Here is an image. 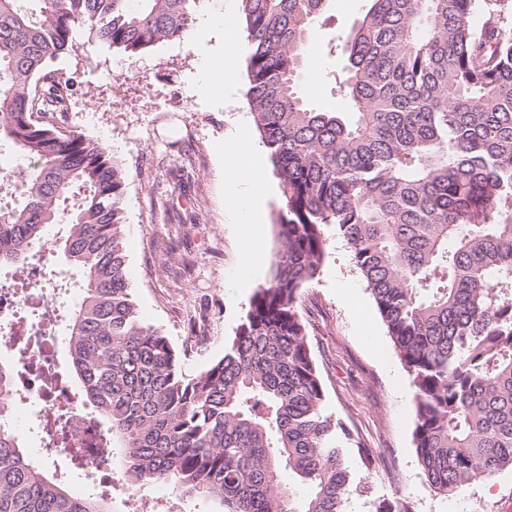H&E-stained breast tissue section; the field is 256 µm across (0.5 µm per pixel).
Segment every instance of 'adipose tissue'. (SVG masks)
I'll use <instances>...</instances> for the list:
<instances>
[{
  "mask_svg": "<svg viewBox=\"0 0 512 512\" xmlns=\"http://www.w3.org/2000/svg\"><path fill=\"white\" fill-rule=\"evenodd\" d=\"M248 141V132L241 126L224 137L225 197L240 223L255 232L261 225L267 186L252 153L245 149Z\"/></svg>",
  "mask_w": 512,
  "mask_h": 512,
  "instance_id": "adipose-tissue-1",
  "label": "adipose tissue"
}]
</instances>
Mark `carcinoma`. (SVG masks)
Here are the masks:
<instances>
[{
    "mask_svg": "<svg viewBox=\"0 0 512 512\" xmlns=\"http://www.w3.org/2000/svg\"><path fill=\"white\" fill-rule=\"evenodd\" d=\"M247 100L280 180V249L224 355L204 371L140 316L121 236L125 172L67 123L80 31L140 55L180 40L200 0H0V266L23 271L59 243L80 298L67 315L77 397L134 485L212 498L224 512H344L342 457L374 458L325 409L302 291L335 228L414 388L413 442L429 488L454 495L512 467V0H369L335 77L351 117L300 89L328 0H240ZM72 283L51 272L52 300ZM0 361V512H112V489L77 496L24 450ZM374 512H412L384 499Z\"/></svg>",
    "mask_w": 512,
    "mask_h": 512,
    "instance_id": "carcinoma-1",
    "label": "carcinoma"
}]
</instances>
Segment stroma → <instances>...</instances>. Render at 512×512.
Segmentation results:
<instances>
[{
	"instance_id": "obj_1",
	"label": "stroma",
	"mask_w": 512,
	"mask_h": 512,
	"mask_svg": "<svg viewBox=\"0 0 512 512\" xmlns=\"http://www.w3.org/2000/svg\"><path fill=\"white\" fill-rule=\"evenodd\" d=\"M366 0H330L314 35L315 77L302 93L319 108L345 109L329 78L345 59L333 45L346 36ZM231 48L244 57L245 35L192 30L131 56L85 45L76 65L69 123L100 140L126 173L123 202L126 273L141 316L175 347L190 346L188 373L221 358L256 288L265 283L279 249L274 227L282 205L271 161L270 193L260 235L236 224L224 199V135L251 123L245 91L232 102L198 88V50ZM328 255L301 296L308 342L320 370L328 415L342 420L372 448L365 469L347 449L346 512H371L374 502L410 501L413 512H512V468L452 496L428 487L412 436L414 389L345 241L327 234ZM203 343H195V336Z\"/></svg>"
}]
</instances>
